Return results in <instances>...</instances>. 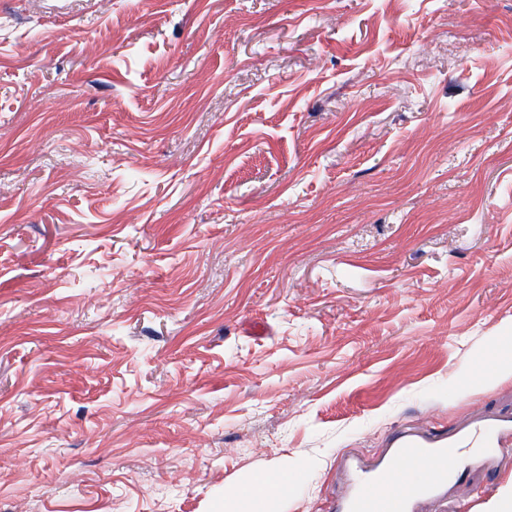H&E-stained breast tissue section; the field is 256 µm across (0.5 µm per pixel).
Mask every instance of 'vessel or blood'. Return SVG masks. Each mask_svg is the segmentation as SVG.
I'll list each match as a JSON object with an SVG mask.
<instances>
[{
  "instance_id": "b4317fda",
  "label": "vessel or blood",
  "mask_w": 512,
  "mask_h": 512,
  "mask_svg": "<svg viewBox=\"0 0 512 512\" xmlns=\"http://www.w3.org/2000/svg\"><path fill=\"white\" fill-rule=\"evenodd\" d=\"M512 435V422L488 418L475 428H462L454 439L420 434L415 428L401 429L393 438L385 458L352 468L350 493L336 512H412L414 502L435 498L447 486L452 471L448 461L474 449L503 463L512 453L500 446Z\"/></svg>"
}]
</instances>
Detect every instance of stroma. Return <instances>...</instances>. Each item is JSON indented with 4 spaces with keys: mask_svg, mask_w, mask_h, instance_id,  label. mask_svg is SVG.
I'll return each mask as SVG.
<instances>
[{
    "mask_svg": "<svg viewBox=\"0 0 512 512\" xmlns=\"http://www.w3.org/2000/svg\"><path fill=\"white\" fill-rule=\"evenodd\" d=\"M508 336L512 0H0V512H334ZM297 473L283 465L268 474L250 476L241 481L234 491L224 495L225 512H268L265 503L272 494L274 485L294 482Z\"/></svg>",
    "mask_w": 512,
    "mask_h": 512,
    "instance_id": "35a3bbf8",
    "label": "stroma"
}]
</instances>
